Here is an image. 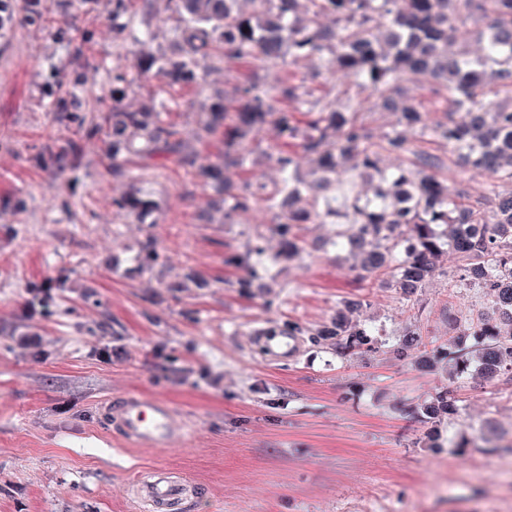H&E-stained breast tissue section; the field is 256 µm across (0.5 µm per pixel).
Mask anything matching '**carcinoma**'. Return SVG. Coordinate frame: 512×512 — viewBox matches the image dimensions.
<instances>
[{
	"mask_svg": "<svg viewBox=\"0 0 512 512\" xmlns=\"http://www.w3.org/2000/svg\"><path fill=\"white\" fill-rule=\"evenodd\" d=\"M162 0L157 6L177 16V43L168 54L144 52L137 60L143 72H154L174 88L196 80L198 68L215 56L240 66L260 63L276 72V82L244 78L230 99H216L209 128L224 137V158L244 165L243 146L270 128L276 138V163L281 184L259 193L244 185L234 191L224 166L201 171L202 179L224 193V216L261 200L274 212L280 227L318 222L349 224L336 232V244L361 257L369 272L393 262L394 287L406 299L433 276L443 246L466 261V275L496 301L498 318H480L479 361L489 373L504 359L512 369V106L496 107L481 97L493 85L512 93V0ZM487 19L477 31L482 53L471 58L459 50L448 53L457 23L471 17ZM308 62L331 74L348 73L374 98L377 112H393L396 124L385 134L382 149L408 151L409 135L434 138L457 151L462 164L490 178L486 195L494 198L492 214L465 205L435 175L405 167L383 169L369 141L364 110L340 105L300 79L293 67ZM412 76L429 82L430 92L444 104L446 117L404 95L399 84ZM123 90L112 87V111L102 116L112 147V175L133 178L121 156L140 144L146 158L181 161L186 146L166 110L130 109L121 104ZM308 155L317 177L298 175L299 158ZM374 172L371 190L358 189V179ZM351 350L366 341V329L343 316L318 332ZM448 391L424 407L433 419L453 410Z\"/></svg>",
	"mask_w": 512,
	"mask_h": 512,
	"instance_id": "cac0c4a2",
	"label": "carcinoma"
}]
</instances>
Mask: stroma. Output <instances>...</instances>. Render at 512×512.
Wrapping results in <instances>:
<instances>
[{
    "label": "stroma",
    "mask_w": 512,
    "mask_h": 512,
    "mask_svg": "<svg viewBox=\"0 0 512 512\" xmlns=\"http://www.w3.org/2000/svg\"><path fill=\"white\" fill-rule=\"evenodd\" d=\"M126 22L168 50L175 21L141 0L128 15L116 0H12L0 15V512H150L130 487L154 469L196 482L184 512H512V376L448 366L493 310L485 289L456 285L447 250L404 300L336 249V225H296L291 260L263 205L225 223L195 172L224 152L203 110L241 69L212 59L206 83L174 91L139 78L135 46L112 39ZM117 72L126 106L174 104L186 165L132 151L135 179L113 176L99 122ZM337 84L382 143L394 116L353 76ZM271 140L257 133L245 167L228 168L236 186L279 181ZM427 155L492 210L487 175L446 145L415 137L381 164L416 169ZM136 191L155 204L148 216L116 205ZM256 246L262 256L238 264ZM350 302L370 338L342 355L319 332ZM288 331L292 357L256 341ZM450 388L455 410L426 418ZM127 394L166 401L184 434L130 445L100 417ZM463 437L470 447L454 448Z\"/></svg>",
    "instance_id": "stroma-1"
}]
</instances>
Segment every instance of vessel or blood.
Here are the masks:
<instances>
[{
  "instance_id": "obj_1",
  "label": "vessel or blood",
  "mask_w": 512,
  "mask_h": 512,
  "mask_svg": "<svg viewBox=\"0 0 512 512\" xmlns=\"http://www.w3.org/2000/svg\"><path fill=\"white\" fill-rule=\"evenodd\" d=\"M103 414L118 424L124 438L131 444L151 448L168 447L179 431L166 402L142 395H126L106 402ZM136 494L150 502L154 512H178L190 494L188 485L158 474L154 480L135 485Z\"/></svg>"
}]
</instances>
